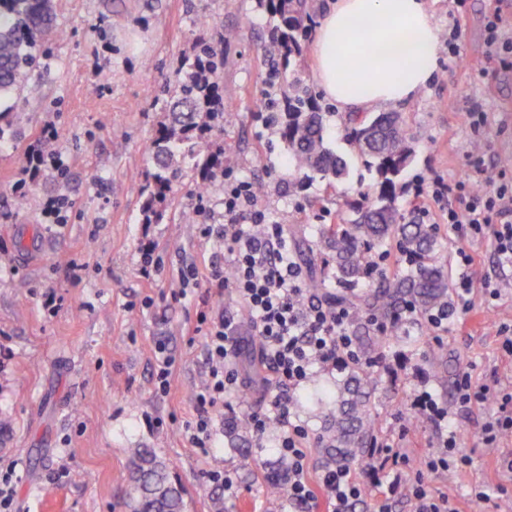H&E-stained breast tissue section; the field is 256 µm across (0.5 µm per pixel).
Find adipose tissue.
Instances as JSON below:
<instances>
[{"instance_id": "adipose-tissue-1", "label": "adipose tissue", "mask_w": 512, "mask_h": 512, "mask_svg": "<svg viewBox=\"0 0 512 512\" xmlns=\"http://www.w3.org/2000/svg\"><path fill=\"white\" fill-rule=\"evenodd\" d=\"M437 46L426 0H337L317 29L315 78L342 111L395 105L425 85ZM362 52L372 64L351 72L347 57Z\"/></svg>"}]
</instances>
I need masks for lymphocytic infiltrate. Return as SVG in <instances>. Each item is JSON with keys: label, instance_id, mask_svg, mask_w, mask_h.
<instances>
[{"label": "lymphocytic infiltrate", "instance_id": "lymphocytic-infiltrate-1", "mask_svg": "<svg viewBox=\"0 0 512 512\" xmlns=\"http://www.w3.org/2000/svg\"><path fill=\"white\" fill-rule=\"evenodd\" d=\"M57 132L43 127L29 145L24 172L36 178L43 169L64 173L66 164L52 147ZM258 195L252 183L224 182V222L204 224L200 234L218 237L224 243V264L201 275L196 267L180 268L179 297H187L189 287L207 281L209 287L227 289L249 311L252 331L258 342L261 384L265 412L255 417L254 428L265 434L269 423L278 426L272 441L278 453L288 460L287 492L292 504L313 508L324 505V512H352L364 486L345 466L325 465L310 471L309 434L293 422L290 406L298 391L317 371L358 361L353 341V321L348 308L311 301L303 288V274L288 248L283 225L271 222L257 206ZM414 219L427 222L431 204L441 209L440 223L449 231L471 242H490L501 266L512 267V186L496 183L483 169L473 168L467 177L447 181L434 175L416 180L407 199ZM475 252L460 248L455 253L458 275L453 282L456 304L425 316L428 336L447 335L450 325L461 322L470 310L468 296L473 286L470 271L476 265ZM195 333L204 334L207 343L206 383L197 397L198 412L185 426L191 443L202 453L213 448L211 408L226 396L247 389L252 380L237 368L241 337L233 313L217 318L199 313ZM457 401L447 406L429 392H415L410 411L439 430L441 449L428 456L412 483L414 512H457L448 495L431 494L425 487L427 475L447 472L467 465L458 455L461 434L449 426L451 419L473 405L495 401L497 410L483 427L485 443H494L500 432L512 431V394H499L490 385L476 386L469 373L457 379Z\"/></svg>", "mask_w": 512, "mask_h": 512}]
</instances>
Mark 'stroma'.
Here are the masks:
<instances>
[{"label": "stroma", "mask_w": 512, "mask_h": 512, "mask_svg": "<svg viewBox=\"0 0 512 512\" xmlns=\"http://www.w3.org/2000/svg\"><path fill=\"white\" fill-rule=\"evenodd\" d=\"M56 24L67 32L50 41L42 68L31 76L21 102L0 119V470H12L11 512H131L126 488L134 474L133 449L149 448L170 479L185 491L186 512H289L286 493L269 494L264 478L281 458L260 447L255 433L231 436V412L257 413V394L231 396L232 411L214 408L213 452L192 447L184 430L205 383L206 343L194 335L199 312L215 317L232 308L230 294L208 295L199 285L181 301L170 295L180 265L200 274L224 263V245L203 238L199 227L224 221V183L199 192L191 172L172 185L162 221L143 220L141 193L153 170L144 146L163 112L152 89L180 78L183 58L196 35L217 42L224 29L238 37L224 45L222 82L235 97L224 102V171L229 178L260 183L258 204L271 220L303 229L316 241L319 229L350 216L361 191L375 190L377 173L346 139L337 104L318 95L327 112V140L346 156L345 181L299 180L276 127L266 125L264 102L284 100L285 83H271L281 61L269 42L273 26L258 0H51ZM500 10L512 25V0H466L461 58L450 61L440 45L427 86L401 104L412 160L400 178L396 205L406 200L419 175L454 180L477 165L499 183L512 184V67H487L485 24ZM484 124H469L472 108ZM53 144L68 165L65 176L49 172L15 189L25 151L46 122ZM73 201L68 221L55 225L43 214L50 198ZM150 243L165 264L146 285L138 275L141 243ZM473 269V309L461 330L450 331L430 349H442L448 381L469 372L474 384L498 383L512 393V355L501 348V326H512V270L501 268L490 244L478 247ZM79 264L71 279L70 264ZM504 280L501 299L486 302L480 284ZM57 289L58 309L43 306L46 289ZM165 344L174 364L167 391L156 381L155 347ZM382 369L387 399L377 430L387 434L405 414L415 385L438 387L432 358L394 345ZM492 406L459 418L467 468L431 474L434 494L448 495L457 512H501L508 501L500 486L512 483L498 458L512 453V437L493 445L482 427ZM437 443L427 424L410 428L402 445L408 462L399 481L374 485L366 468L353 466L365 493L354 512H410V490L422 459ZM226 472L234 494L208 478ZM53 488L44 497L43 488ZM485 493L477 501L476 493Z\"/></svg>", "instance_id": "35a3bbf8"}]
</instances>
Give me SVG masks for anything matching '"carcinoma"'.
<instances>
[{"label":"carcinoma","instance_id":"cac0c4a2","mask_svg":"<svg viewBox=\"0 0 512 512\" xmlns=\"http://www.w3.org/2000/svg\"><path fill=\"white\" fill-rule=\"evenodd\" d=\"M278 23L272 28V41L284 61L283 80L292 92L285 98L284 111L270 115L271 124L279 127L281 139L288 146L297 174L314 173L323 179L342 180L349 174L347 160L333 151L325 138L327 113L320 111L312 93L297 79L302 56V39L307 32L308 0H266ZM55 16L50 0H0V101L20 98L27 77L36 72L45 36L55 31L60 40L66 32L54 28ZM224 71V54L201 39L196 55L187 59L183 77L174 88L161 91L166 110L163 132L151 140L145 154L154 161L155 170L146 187L144 210L147 219L156 223L163 211L155 206L158 198L170 192L175 178L182 173L181 164L191 167L205 178L215 180L224 175L220 149L213 141L196 132L224 133V98L219 93L218 78ZM390 113L381 112L358 120L349 117L353 126L348 138L354 150L370 159L379 176L377 191L365 195L364 203L353 208L354 217L339 224H326L315 247L300 251L309 266L316 265L317 252L331 257L329 279H312L314 288L336 284V299L353 311L354 340L361 360L348 367L345 378L332 386L317 383L310 399L322 404H336L329 412L317 443L328 462L361 465L368 457L376 432L378 373L374 367L382 348L390 343L418 347L423 337L413 336L392 322L387 333L370 323L375 317L390 321L399 309L413 305L425 316L448 304L450 288L444 265L436 260L437 232L432 224L405 220L395 201L399 180L405 167L398 166L400 154L412 158L405 125L387 126ZM395 243L396 248L411 256L414 263L395 270L392 278L377 275L379 285L370 281V258L367 247ZM228 435L248 432L251 417L242 413L224 424ZM135 476L127 487L132 512H184V489L173 483L165 468L149 448L134 449Z\"/></svg>","mask_w":512,"mask_h":512}]
</instances>
